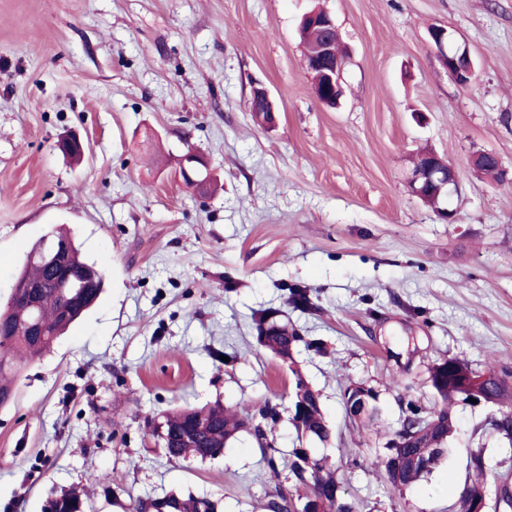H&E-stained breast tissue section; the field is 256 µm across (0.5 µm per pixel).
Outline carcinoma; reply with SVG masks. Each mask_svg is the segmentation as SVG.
<instances>
[{"mask_svg":"<svg viewBox=\"0 0 512 512\" xmlns=\"http://www.w3.org/2000/svg\"><path fill=\"white\" fill-rule=\"evenodd\" d=\"M51 237L65 240L70 245V263L79 272H87L89 287L69 288L65 296L57 298L33 313L15 300L8 301L0 310V407L10 403L14 396L13 381L21 363L51 349L65 330L76 322L95 302L102 288V274L93 264L83 260L74 238L66 230L57 228ZM43 240L32 244L17 282L46 281L50 276L48 266L40 253ZM286 303L303 313L319 310V298L310 289L287 288ZM70 308L67 318L57 314V305ZM39 321L43 336L36 340L19 338L22 327L30 320ZM256 340L275 357L288 363L294 382L288 399L289 420L297 431L298 439L314 438L322 443L329 441L332 431L328 426L321 395L295 367L294 350L299 344L320 350L318 343L301 336L292 324L280 323L275 312L263 311L255 315ZM487 376L480 382L478 378ZM474 371L470 364L456 357H448L434 364L428 379L434 400L422 404L413 394V385L401 376L393 375L390 385L397 392L402 409L400 427L384 444V452L376 466L381 468L383 483L400 493L430 475L449 453L450 440L456 434L454 406L473 396L485 394L491 404L503 409L490 422L491 429L512 445V368L490 370L485 374ZM368 400L367 408L354 412L347 410L350 421L364 425L374 421L377 408L376 391L364 384H351L343 392V401L358 394ZM282 404L267 400L255 412L247 408L226 407L220 403L197 407H183L162 415L163 431L148 429V436L158 441L165 455L171 459L195 458L205 461L219 456L224 447L237 434L249 431L258 440L263 460L274 475L278 468L288 470L295 486L308 489L305 495L293 494L281 485L275 487L267 507L269 512H356L355 503L341 494L337 468L326 457L317 458L309 449L294 448L288 455H278L273 441L267 438L266 428L274 427L281 419ZM469 469L473 477L465 484L455 504V512H477L483 492L488 490L495 475L488 471L483 451L470 455ZM51 512H85V501L77 490L63 492L50 503ZM130 512H222L220 501L194 495L169 492L158 497L135 499Z\"/></svg>","mask_w":512,"mask_h":512,"instance_id":"obj_1","label":"carcinoma"}]
</instances>
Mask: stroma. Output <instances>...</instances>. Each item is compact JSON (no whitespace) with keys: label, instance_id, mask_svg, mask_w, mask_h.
<instances>
[{"label":"stroma","instance_id":"1","mask_svg":"<svg viewBox=\"0 0 512 512\" xmlns=\"http://www.w3.org/2000/svg\"><path fill=\"white\" fill-rule=\"evenodd\" d=\"M317 6L349 51L333 109L299 36ZM434 26L469 47V84L443 67ZM259 84L278 108L270 130L247 107ZM68 133L89 146L82 163L58 147ZM425 147L455 169L454 220L408 187ZM190 148L214 195L177 181ZM483 152L507 184L478 177ZM61 224L104 289L0 407V512H46L82 487L94 512L168 492L268 512L279 480L250 434L201 462L167 459L145 433L186 404L287 400L293 376L253 325L272 309L323 343L294 357L334 430L301 441L284 418L274 445L329 457L359 512H450L472 450L492 468L512 457L490 429L496 407L462 403L428 478L397 494L374 465L402 417L391 375L428 400L442 359L512 367V0H0V306ZM293 284L318 294L317 312L287 306ZM354 383L378 392L364 429L341 400Z\"/></svg>","mask_w":512,"mask_h":512}]
</instances>
